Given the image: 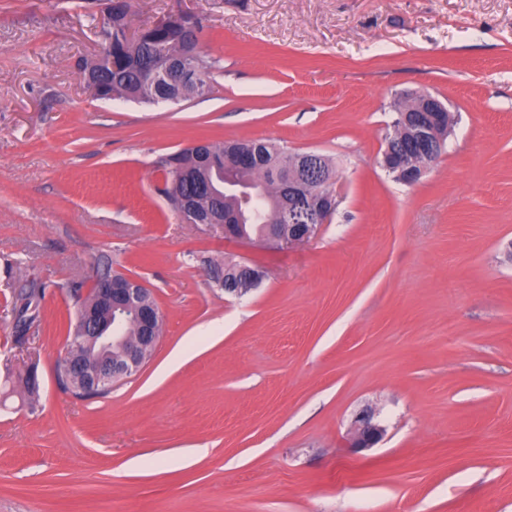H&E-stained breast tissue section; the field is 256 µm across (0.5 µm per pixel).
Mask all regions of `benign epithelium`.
Returning a JSON list of instances; mask_svg holds the SVG:
<instances>
[{"instance_id":"1","label":"benign epithelium","mask_w":512,"mask_h":512,"mask_svg":"<svg viewBox=\"0 0 512 512\" xmlns=\"http://www.w3.org/2000/svg\"><path fill=\"white\" fill-rule=\"evenodd\" d=\"M418 100V109L399 112L394 122L405 124L411 129L412 140L420 143L419 159L409 153L385 143L382 152L384 168L395 180L414 184L437 161L444 149V132L449 129L448 109L437 97L425 94H404L403 101ZM319 154L314 151L302 152L296 157L295 171L288 176V193L294 204L281 216L285 229H278L269 240L277 244L292 245L310 239L318 228L330 222L335 206L320 200L324 194L333 197L339 194V178L320 176ZM96 306H84L77 320L78 331L73 338L88 346L100 348L117 346L123 351V359L114 361L103 357L93 368L85 365L76 352L65 351L58 359L60 370L55 372L57 383L71 390L74 397L99 393L112 389L116 383L125 381L142 369L146 350L153 349L159 342L163 325L160 309L144 308L140 299L145 288L132 277L126 284L109 276L94 278ZM133 311L137 315V333L127 331L124 316ZM386 434V427L376 419L371 409L360 411L354 418V429L348 440V447L365 450L378 444Z\"/></svg>"}]
</instances>
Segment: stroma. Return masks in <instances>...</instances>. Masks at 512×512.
I'll list each match as a JSON object with an SVG mask.
<instances>
[{
  "mask_svg": "<svg viewBox=\"0 0 512 512\" xmlns=\"http://www.w3.org/2000/svg\"><path fill=\"white\" fill-rule=\"evenodd\" d=\"M129 3L136 29L205 19L206 97L97 99L81 0H0V379H41L36 405L0 406V512H512V0ZM415 91L459 120L408 186L380 161ZM234 139L328 158L331 223L281 246L183 222L157 161ZM212 260L266 276L237 297ZM108 266L151 291L162 337L77 399L55 382L69 286ZM367 406L388 430L356 453ZM44 286L41 282L33 279L28 287L20 288L14 295L13 312L15 318L22 314L31 311L30 324H33L38 318V306L42 299Z\"/></svg>",
  "mask_w": 512,
  "mask_h": 512,
  "instance_id": "stroma-1",
  "label": "stroma"
}]
</instances>
